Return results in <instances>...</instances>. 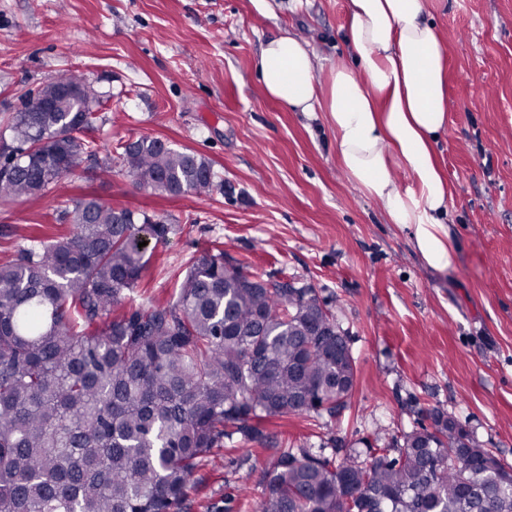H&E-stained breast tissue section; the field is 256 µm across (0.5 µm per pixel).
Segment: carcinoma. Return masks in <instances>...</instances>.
<instances>
[{"mask_svg": "<svg viewBox=\"0 0 512 512\" xmlns=\"http://www.w3.org/2000/svg\"><path fill=\"white\" fill-rule=\"evenodd\" d=\"M21 96L0 138V198L43 194L86 157L105 93L65 70ZM76 87L70 111L42 109ZM138 186L211 194V163L141 136L119 154ZM68 233L34 238L0 264V512H182L191 481L252 422L336 417L356 358L315 289L252 279L224 251L190 263L172 301L122 308L147 273L154 216L83 198L57 208ZM365 460L283 450L255 512H512V467L452 414L429 412Z\"/></svg>", "mask_w": 512, "mask_h": 512, "instance_id": "obj_1", "label": "carcinoma"}]
</instances>
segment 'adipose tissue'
<instances>
[{"label":"adipose tissue","instance_id":"adipose-tissue-1","mask_svg":"<svg viewBox=\"0 0 512 512\" xmlns=\"http://www.w3.org/2000/svg\"><path fill=\"white\" fill-rule=\"evenodd\" d=\"M347 14L350 57L326 81L309 43L285 30L261 46L260 88L290 111L322 113L350 181L409 230L428 268L446 273L459 251L436 152L448 130L443 36L425 0H348Z\"/></svg>","mask_w":512,"mask_h":512}]
</instances>
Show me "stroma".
Returning a JSON list of instances; mask_svg holds the SVG:
<instances>
[{
    "label": "stroma",
    "instance_id": "1",
    "mask_svg": "<svg viewBox=\"0 0 512 512\" xmlns=\"http://www.w3.org/2000/svg\"><path fill=\"white\" fill-rule=\"evenodd\" d=\"M448 54V132L437 150L453 189L459 259L439 274L338 164L322 119L260 90L265 39L300 33L323 70L345 53L347 0H0V130L25 92L64 69L109 100L88 134L100 154L152 136L208 160L223 189L178 197L120 167L82 162L47 194L0 199V262L33 235L59 236L65 199L93 196L168 220L130 305L169 300L214 248L265 280L315 288L357 362L337 419L260 422L194 477L183 512H254L272 457L325 446L375 456L377 440L429 424L439 407L512 464V0H426Z\"/></svg>",
    "mask_w": 512,
    "mask_h": 512
}]
</instances>
